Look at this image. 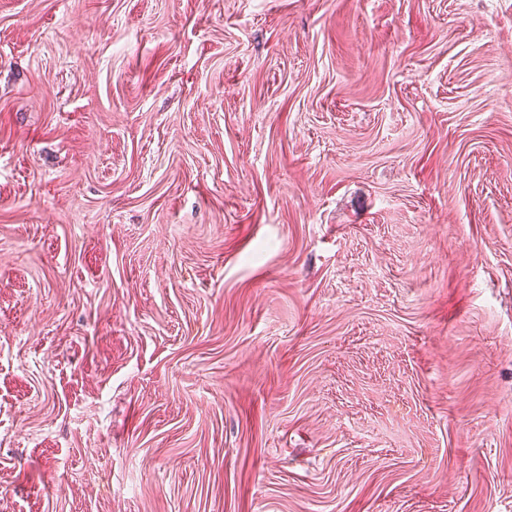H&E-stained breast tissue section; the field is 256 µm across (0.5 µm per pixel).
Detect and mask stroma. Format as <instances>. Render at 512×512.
Here are the masks:
<instances>
[{
    "instance_id": "35a3bbf8",
    "label": "stroma",
    "mask_w": 512,
    "mask_h": 512,
    "mask_svg": "<svg viewBox=\"0 0 512 512\" xmlns=\"http://www.w3.org/2000/svg\"><path fill=\"white\" fill-rule=\"evenodd\" d=\"M0 512H512V0H0Z\"/></svg>"
}]
</instances>
